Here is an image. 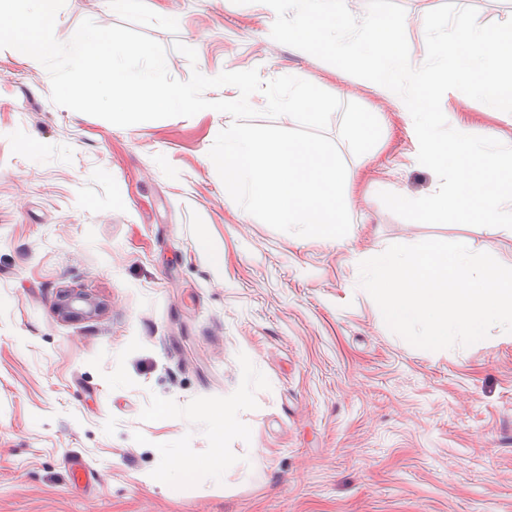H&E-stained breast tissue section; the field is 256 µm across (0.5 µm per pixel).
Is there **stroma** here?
<instances>
[{
  "label": "stroma",
  "mask_w": 512,
  "mask_h": 512,
  "mask_svg": "<svg viewBox=\"0 0 512 512\" xmlns=\"http://www.w3.org/2000/svg\"><path fill=\"white\" fill-rule=\"evenodd\" d=\"M399 2L418 66L442 0ZM147 4L179 22L175 36L146 29L174 78L293 75L376 113L381 136L358 157L338 146L366 173L345 244L304 238L226 201L209 157L223 113L119 127L54 104L47 71L0 49V512H512V333L415 348L358 270L394 243L459 237L512 267V233L386 208L379 192L427 196L437 175L372 82L271 38L272 9ZM86 18L121 22L106 0H66L56 38ZM441 107L458 131L512 140V113L449 93ZM69 288L100 316L58 317ZM223 406L241 430L225 435L217 476L200 414ZM184 460L199 464L191 485L143 482Z\"/></svg>",
  "instance_id": "stroma-1"
}]
</instances>
